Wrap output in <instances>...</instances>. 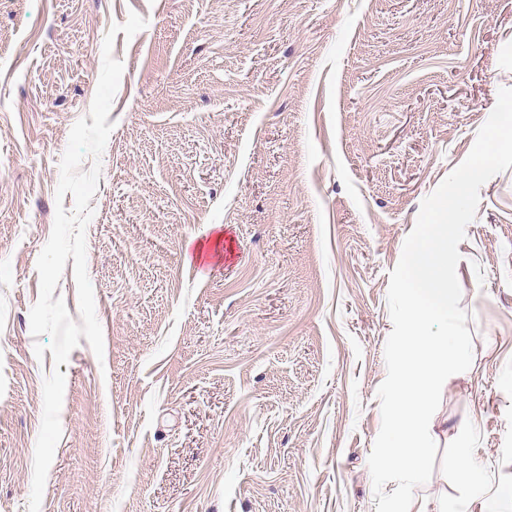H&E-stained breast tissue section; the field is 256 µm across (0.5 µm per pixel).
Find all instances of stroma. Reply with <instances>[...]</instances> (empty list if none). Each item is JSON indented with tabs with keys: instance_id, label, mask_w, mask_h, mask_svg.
Segmentation results:
<instances>
[{
	"instance_id": "35a3bbf8",
	"label": "stroma",
	"mask_w": 512,
	"mask_h": 512,
	"mask_svg": "<svg viewBox=\"0 0 512 512\" xmlns=\"http://www.w3.org/2000/svg\"><path fill=\"white\" fill-rule=\"evenodd\" d=\"M123 74L89 206L104 355L37 358L60 161L103 39ZM512 88V0H0V512H376L389 275ZM469 370L430 435L435 512H512V167L459 244ZM468 455L479 483L450 476Z\"/></svg>"
}]
</instances>
